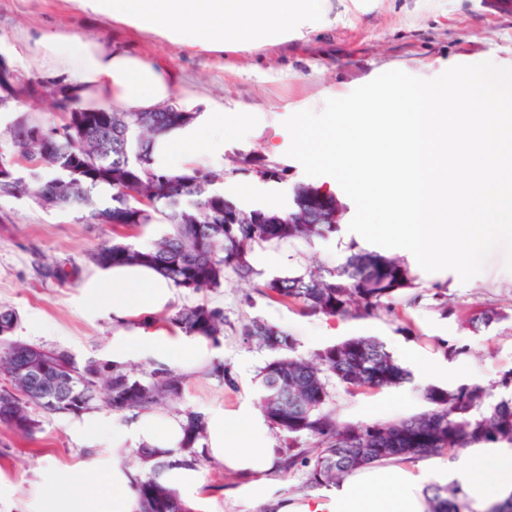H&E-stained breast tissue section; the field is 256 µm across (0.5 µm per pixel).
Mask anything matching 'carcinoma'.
<instances>
[{"label":"carcinoma","mask_w":512,"mask_h":512,"mask_svg":"<svg viewBox=\"0 0 512 512\" xmlns=\"http://www.w3.org/2000/svg\"><path fill=\"white\" fill-rule=\"evenodd\" d=\"M36 91L57 112L65 114L63 133L35 143L31 132L44 123L19 116L10 130V157L44 167L26 176L0 177V196H27L46 209L93 208L104 224L126 230L154 221L167 230L150 247L139 249L116 233L89 255L95 266L136 263L158 269L171 283L198 293L216 290L230 270L243 280L255 271L249 254L256 244L306 241L336 231L337 223L311 224L300 206L299 185L293 211L286 217L266 209L242 210L224 195V173L192 164L182 172L154 166L156 138L190 124L194 112H152L138 124L129 112L110 106L70 108L60 85L52 82ZM252 172L265 181H279L287 169L264 159L252 162ZM107 186L109 202L96 207V193ZM417 287L407 266L379 252L351 248L334 268L276 276L258 286L272 299L294 305L307 317L357 318L397 316V299ZM495 309L473 314L474 330L505 319ZM16 313L0 309V425L30 440L38 429L33 408L54 414L90 410L104 392L112 411L150 410L180 397L185 378L161 366L137 377L118 364L88 358L83 362L64 349H45L12 339ZM170 330L200 336L214 343L224 334V310L207 303L183 306L155 318ZM241 336L274 355L261 371V407L269 424L279 431L286 478L303 472L310 488H326L344 476L372 464L452 456L480 444L512 446V397L493 398L479 384L424 392L427 408L407 418L370 423H341L327 409L335 386L349 394L398 386L410 372L375 337H350L304 357L288 331L253 318ZM29 361L44 365L31 382L13 376L16 366ZM204 418L186 415L183 443L175 459L150 448L139 456L151 464L136 479L143 512H191L177 490L162 479L173 463L194 468L200 462L197 444L204 437ZM429 512H465L464 493L456 486L428 489Z\"/></svg>","instance_id":"1"}]
</instances>
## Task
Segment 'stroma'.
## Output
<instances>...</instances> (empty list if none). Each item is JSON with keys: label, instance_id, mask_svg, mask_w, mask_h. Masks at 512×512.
Here are the masks:
<instances>
[{"label": "stroma", "instance_id": "obj_1", "mask_svg": "<svg viewBox=\"0 0 512 512\" xmlns=\"http://www.w3.org/2000/svg\"><path fill=\"white\" fill-rule=\"evenodd\" d=\"M50 30L168 65L177 73L176 97L192 95L200 105L214 102L228 110L247 108L250 119L241 136L226 139L223 153L203 155L206 166L223 172L225 184L254 180L248 161L260 157L287 167V178L278 184L286 197L308 183L330 187L343 206L340 224L327 239L254 246L249 255L252 282L229 271L219 289L195 294L175 289L172 308L205 302L223 309L224 334L213 351L232 370L236 386L225 387L211 376L210 364H203L186 371L182 395L165 406V413L180 417L191 410L205 416L258 406L259 373L272 355L243 341L241 327L255 317L288 330L304 355L353 336H373L408 366L445 361L441 342L457 343L467 348L454 360L465 382L500 393L503 373L512 370V270L506 267L504 250H495L483 272L464 283L454 271L426 272L411 263L407 250L393 249V256L409 264L421 295L418 303L400 309L413 326L409 336L397 332L396 322L385 315L304 317L254 286L316 265L336 266L361 242L348 229L355 211L337 181L307 176L288 156L284 120L302 110L321 111L327 99L347 96L388 70L432 79L455 65H511L512 9L493 7L491 0H310L296 12L287 40L207 53L86 13L75 0H0V55L24 77L43 79L35 42ZM111 239V225L80 212L0 197V307L18 315L13 339L64 349L80 361L108 360L112 318L86 311L84 287L96 270L89 253ZM46 263L71 271L70 280L41 278L38 268ZM437 291L448 298L449 316L433 306L431 295ZM483 308L503 310L507 317L486 330L469 329L466 319ZM422 392L413 380L354 395L339 388L332 407L342 422L405 418L425 409ZM33 414L39 422L33 440L0 425V512H39L55 476L82 472L96 457L139 464L135 449L82 445L68 432L71 416L38 408ZM199 470L203 488L190 503L192 512H253L236 497L239 479L225 474L222 465L207 460Z\"/></svg>", "mask_w": 512, "mask_h": 512}]
</instances>
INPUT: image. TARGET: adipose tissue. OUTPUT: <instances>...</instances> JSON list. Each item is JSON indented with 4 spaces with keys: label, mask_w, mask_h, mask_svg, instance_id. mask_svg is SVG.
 Wrapping results in <instances>:
<instances>
[{
    "label": "adipose tissue",
    "mask_w": 512,
    "mask_h": 512,
    "mask_svg": "<svg viewBox=\"0 0 512 512\" xmlns=\"http://www.w3.org/2000/svg\"><path fill=\"white\" fill-rule=\"evenodd\" d=\"M304 0H77L83 10L141 32L154 33L191 49L220 51L242 42L254 43L286 34L290 12ZM52 76L61 78L73 107L110 105L121 110L152 111L171 97L174 70L159 66L89 38L49 32L36 42ZM186 127L161 136L153 157L158 166L179 170L200 147L223 151L226 137L239 134L245 111H224L208 105L196 110ZM172 283L158 270L120 265L99 270L86 284L84 305L89 313H109L116 325L112 360L152 359L200 367L208 346L196 336L163 332L132 333L128 326L163 310L170 302ZM78 440L113 447L133 445L168 452L183 440L180 419L142 412L129 421L101 415L83 417L72 425ZM207 456L225 472L242 478L239 498L260 503L266 512H428L424 494L428 478L462 488L474 507L512 496V447L478 446L458 459L427 469L410 461L368 466L330 487L326 493L294 506L278 496L267 479L278 472L281 450L271 438L263 413L256 409L217 411L206 422ZM136 473L115 460H95L83 474L55 479L50 512H141L134 489Z\"/></svg>",
    "instance_id": "ef3b65f1"
}]
</instances>
